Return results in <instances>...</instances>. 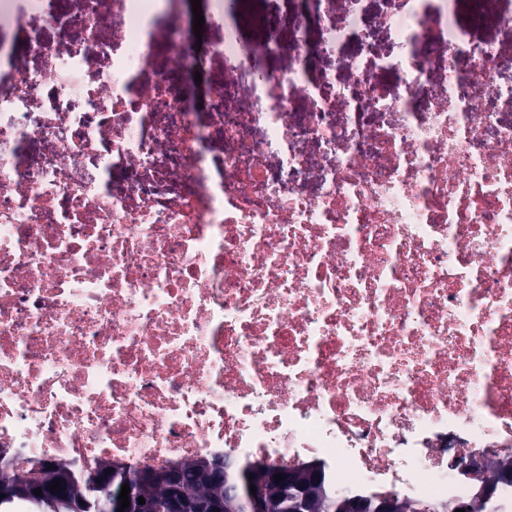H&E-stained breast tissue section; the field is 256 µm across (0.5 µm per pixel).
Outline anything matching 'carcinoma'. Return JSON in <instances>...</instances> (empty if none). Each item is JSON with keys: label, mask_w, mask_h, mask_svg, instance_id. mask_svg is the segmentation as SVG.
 Returning a JSON list of instances; mask_svg holds the SVG:
<instances>
[{"label": "carcinoma", "mask_w": 512, "mask_h": 512, "mask_svg": "<svg viewBox=\"0 0 512 512\" xmlns=\"http://www.w3.org/2000/svg\"><path fill=\"white\" fill-rule=\"evenodd\" d=\"M221 456L215 455L198 461L173 464L164 469V476L147 481L139 486L140 497L145 503L129 505L131 512H169L170 498L177 495L188 502L211 501L219 503L228 492L240 490L253 473V463L232 459V466L221 476L208 474L210 466ZM151 470L128 465H110L95 462L85 467L75 468L66 463H55L51 467L42 466L37 470L43 492L55 480H61V489L54 497L62 500L55 506H47V512H99V506L107 498L110 490L123 483L142 478ZM105 476L112 488L97 482L98 476ZM23 483L22 477L7 465L0 466V489L13 488ZM266 494L274 499L278 512H296L299 504L307 507V512H349L348 502L336 494L328 475L319 482L302 480L297 484L286 481L265 484Z\"/></svg>", "instance_id": "1"}]
</instances>
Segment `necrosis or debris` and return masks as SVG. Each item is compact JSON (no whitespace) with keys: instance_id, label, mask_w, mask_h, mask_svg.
<instances>
[{"instance_id":"4bbe7bcc","label":"necrosis or debris","mask_w":512,"mask_h":512,"mask_svg":"<svg viewBox=\"0 0 512 512\" xmlns=\"http://www.w3.org/2000/svg\"><path fill=\"white\" fill-rule=\"evenodd\" d=\"M364 2L268 22L288 69L202 115L181 0H118L109 41L100 0H0L67 45L0 47L1 459L314 460L420 512L473 500L457 456L512 459V56L481 0Z\"/></svg>"}]
</instances>
